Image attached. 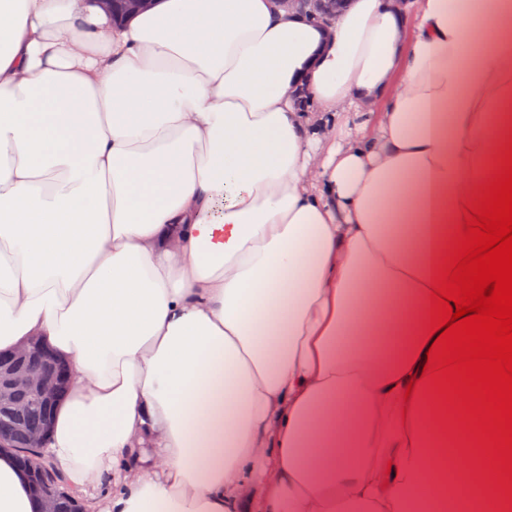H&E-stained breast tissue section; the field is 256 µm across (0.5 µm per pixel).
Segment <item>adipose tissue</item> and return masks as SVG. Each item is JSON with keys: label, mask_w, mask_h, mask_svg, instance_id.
Masks as SVG:
<instances>
[{"label": "adipose tissue", "mask_w": 512, "mask_h": 512, "mask_svg": "<svg viewBox=\"0 0 512 512\" xmlns=\"http://www.w3.org/2000/svg\"><path fill=\"white\" fill-rule=\"evenodd\" d=\"M511 139L512 0H0V350L73 377L41 458L86 512H493L421 343ZM119 1V3H118ZM154 0H94L100 9L112 17L121 11L125 16L138 14L151 7ZM342 0H276L278 7L287 11H297L313 20L329 24L343 9Z\"/></svg>", "instance_id": "obj_1"}]
</instances>
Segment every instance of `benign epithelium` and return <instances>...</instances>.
<instances>
[{"instance_id":"7a95c632","label":"benign epithelium","mask_w":512,"mask_h":512,"mask_svg":"<svg viewBox=\"0 0 512 512\" xmlns=\"http://www.w3.org/2000/svg\"><path fill=\"white\" fill-rule=\"evenodd\" d=\"M100 9L111 16L120 11L134 15L151 7L153 0H94ZM279 8L297 11L313 20L330 23L343 9L341 0H276ZM54 363L53 355L39 342L32 339L10 351L0 360V414L16 426H25L26 402L32 401L45 407L57 403L61 393L60 380L45 371ZM50 422L45 420L36 429L26 432V444L32 450L44 447L49 439ZM32 494L40 503L41 512H59L61 490L54 478L31 456L22 463Z\"/></svg>"}]
</instances>
